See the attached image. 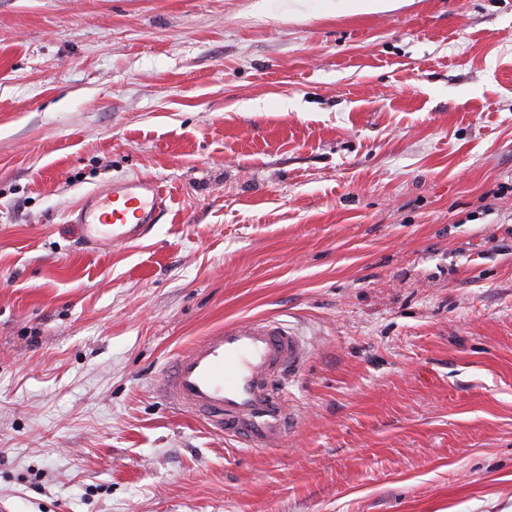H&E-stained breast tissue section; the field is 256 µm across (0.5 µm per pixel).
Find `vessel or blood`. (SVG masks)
<instances>
[{"label": "vessel or blood", "mask_w": 512, "mask_h": 512, "mask_svg": "<svg viewBox=\"0 0 512 512\" xmlns=\"http://www.w3.org/2000/svg\"><path fill=\"white\" fill-rule=\"evenodd\" d=\"M163 197L142 178L94 191L70 209L85 245H123L144 237L157 223ZM305 342L273 320L241 321L204 337L178 354L159 384L177 409L245 447L280 446L296 415L284 393L285 376L306 359Z\"/></svg>", "instance_id": "obj_1"}]
</instances>
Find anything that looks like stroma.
Listing matches in <instances>:
<instances>
[{
    "instance_id": "35a3bbf8",
    "label": "stroma",
    "mask_w": 512,
    "mask_h": 512,
    "mask_svg": "<svg viewBox=\"0 0 512 512\" xmlns=\"http://www.w3.org/2000/svg\"><path fill=\"white\" fill-rule=\"evenodd\" d=\"M254 319L272 450L156 388ZM0 512H512V0H0ZM163 197L156 182L146 178L113 183L94 191L69 210L88 248L123 245L144 237L157 224Z\"/></svg>"
}]
</instances>
